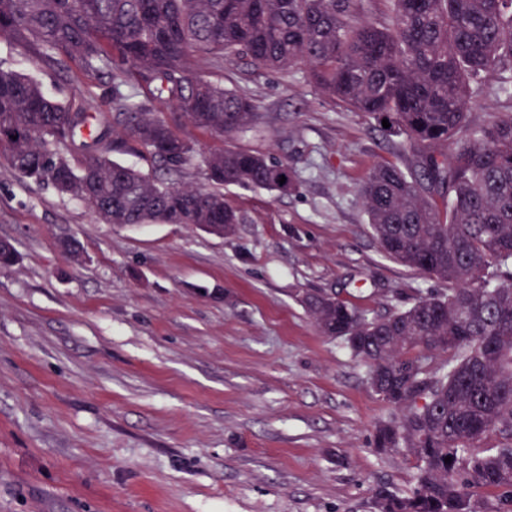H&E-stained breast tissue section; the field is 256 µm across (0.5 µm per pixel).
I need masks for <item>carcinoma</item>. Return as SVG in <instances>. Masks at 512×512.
Segmentation results:
<instances>
[{
  "instance_id": "obj_1",
  "label": "carcinoma",
  "mask_w": 512,
  "mask_h": 512,
  "mask_svg": "<svg viewBox=\"0 0 512 512\" xmlns=\"http://www.w3.org/2000/svg\"><path fill=\"white\" fill-rule=\"evenodd\" d=\"M386 2L387 20L376 22L361 16L362 0H0V37L62 72L75 65L112 81L103 112L90 92L62 104L0 68V151L105 224H222L230 234L242 216L216 188L293 193L292 168L228 146L203 159L214 189L178 186L196 143L158 106L229 137L256 125L257 106L212 71L303 66L323 99L388 120L415 163L367 173L372 236L386 257L450 288L386 315L325 292L300 303L398 411L375 425L374 451L416 460L411 491L377 487L372 512H512V444L481 446L491 432L512 438V111L482 125L467 112L512 81V0ZM127 152L168 178L111 158ZM483 489L498 492L495 507Z\"/></svg>"
}]
</instances>
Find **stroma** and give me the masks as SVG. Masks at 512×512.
I'll use <instances>...</instances> for the list:
<instances>
[{
    "mask_svg": "<svg viewBox=\"0 0 512 512\" xmlns=\"http://www.w3.org/2000/svg\"><path fill=\"white\" fill-rule=\"evenodd\" d=\"M0 67L63 103L111 94L8 38ZM211 78L257 105L232 144L299 183L225 189L244 216L231 236L101 223L0 155V238L18 255L0 269V512H371L376 487L413 486L412 456L369 446L390 409L365 367L299 303L323 290L388 314L428 288L380 251L359 194L374 164L413 155L304 69Z\"/></svg>",
    "mask_w": 512,
    "mask_h": 512,
    "instance_id": "stroma-1",
    "label": "stroma"
}]
</instances>
